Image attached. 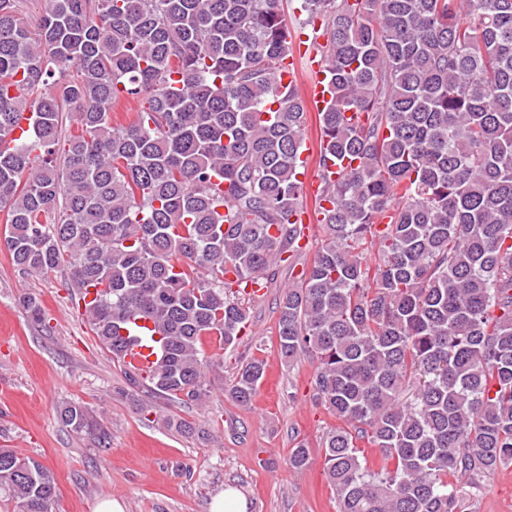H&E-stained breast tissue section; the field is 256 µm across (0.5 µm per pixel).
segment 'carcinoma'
I'll return each instance as SVG.
<instances>
[{"label": "carcinoma", "mask_w": 512, "mask_h": 512, "mask_svg": "<svg viewBox=\"0 0 512 512\" xmlns=\"http://www.w3.org/2000/svg\"><path fill=\"white\" fill-rule=\"evenodd\" d=\"M26 2L0 0L5 250L23 276L63 265L76 296L97 289L85 316L129 392L197 402L202 337L234 344L248 282L301 250L308 109L280 84L283 0H34V28ZM301 9L332 88L318 171L339 169L316 194L321 245L279 302L281 358L317 361L313 397L341 422L322 437L338 512H469L512 465V0ZM119 97L140 108L117 127ZM139 326L160 349L146 376L124 362ZM264 374L250 360L230 396L249 404ZM59 416L108 444L85 405ZM308 463L292 449L290 467ZM2 489L16 512L57 495L8 448Z\"/></svg>", "instance_id": "carcinoma-1"}]
</instances>
